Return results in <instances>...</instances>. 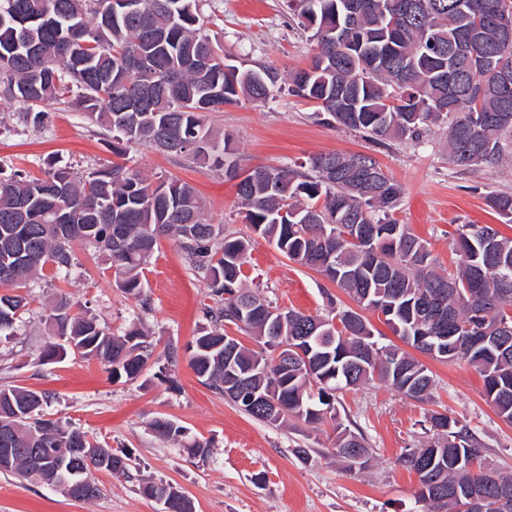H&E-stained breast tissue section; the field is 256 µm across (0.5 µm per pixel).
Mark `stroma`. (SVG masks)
<instances>
[{"label":"stroma","instance_id":"stroma-1","mask_svg":"<svg viewBox=\"0 0 512 512\" xmlns=\"http://www.w3.org/2000/svg\"><path fill=\"white\" fill-rule=\"evenodd\" d=\"M205 31L220 43L231 64L266 66L281 75L304 67L315 47L293 21L286 0H201ZM314 104L281 91L267 103L242 102L209 113L206 124L228 137L239 169L285 166L326 152L365 153L403 189L395 217L427 242L438 272L454 271L456 256L448 233L459 224H488L512 237V224L499 220L490 195L512 193V161L478 167L449 164L447 129L435 128L420 143L377 145L362 134L314 119ZM149 178L174 177L197 190L206 219L225 233L246 231L236 187L223 171L145 147L117 154L81 113L51 110L42 128L26 122L20 104L0 99V168L40 174L48 165L85 173L114 163ZM67 281H38L28 297L30 316L14 336L0 340V386L17 385L48 393L46 417L69 422L105 440L114 453L131 457L129 472L97 473L101 498L72 500L54 488L0 473V512H161L140 490L148 481L172 484L194 512H424L416 493L417 474L401 463L409 448H429L437 437L426 430L425 414L440 412L470 422L483 445V459L512 473V424L487 403L480 376L464 365L426 359L435 379L433 398L419 403L372 380L341 394V409L364 434L370 449L366 469L348 470L331 455L335 434L273 426L244 414L200 382L180 357L168 364V344L186 349L202 310L216 306L203 273L189 270L180 251L162 241L148 271V305L116 288L101 262L83 246L74 248ZM246 284L284 309L311 315L352 307V300L319 273L289 260L272 242L253 237ZM68 294L114 333L143 321L154 344L146 369L130 381L113 380L94 359L74 355L39 361L48 340L42 321L49 298ZM177 421L189 438L210 445L207 457L159 438L150 421ZM310 447L308 461L295 449Z\"/></svg>","mask_w":512,"mask_h":512}]
</instances>
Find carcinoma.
<instances>
[{"label":"carcinoma","mask_w":512,"mask_h":512,"mask_svg":"<svg viewBox=\"0 0 512 512\" xmlns=\"http://www.w3.org/2000/svg\"><path fill=\"white\" fill-rule=\"evenodd\" d=\"M348 28L346 0H288L297 25L311 32L318 52L308 67L288 74V91L317 104L323 121L386 145L417 142L434 126L448 127V154L458 166L493 165L512 138V74H495L512 56V0H359ZM282 89L271 67L224 62V50L204 32L198 0H0V96L25 108L37 127L50 103L67 105L112 135V146L166 139L169 153L217 170L236 166L228 146L205 125L206 114L243 101L264 102ZM366 154L312 155L287 167L253 169L236 187L249 231L288 259L342 288L358 307L381 313L403 342L440 362L474 368L499 417L512 423V238L490 225L460 224L451 245L457 271L434 270L423 240L394 213L401 187L386 176L364 182L355 161ZM512 223V194L489 197ZM168 238L189 265L205 272L220 307H205L206 324L187 346L197 377L250 417L271 425L294 419L312 431L329 424L334 455L348 448L369 457L361 431L343 423L339 394L377 377L394 392L425 403L431 371L394 344H382L364 317L348 308L335 315L284 310L244 286L249 237L224 235L204 216L195 189L179 179H151L118 163L74 174L66 167L36 176L0 177V337L12 336L29 312L25 295L39 279L65 281L73 243L100 258L114 284L147 304L144 271ZM40 359L71 353L100 361L112 378L136 379L151 357L149 332L133 324L112 333L76 309L67 294L49 302ZM248 333L254 346L234 341L233 367L224 359L228 329ZM290 336H307L308 358L288 351ZM247 377L245 393L227 387L231 373ZM46 395L0 388V472L62 492L83 482L103 494L93 471L126 473L127 457L71 424L46 419ZM443 443L401 461L419 476L417 497L427 512H454L467 495L484 512L512 503V475L487 467L473 429L457 418L424 416ZM161 437L205 457L210 445L184 442L185 428L156 417ZM74 448H102L106 463L90 469Z\"/></svg>","instance_id":"obj_1"}]
</instances>
